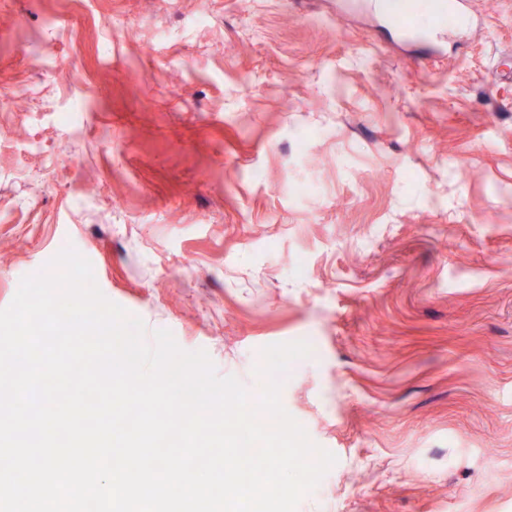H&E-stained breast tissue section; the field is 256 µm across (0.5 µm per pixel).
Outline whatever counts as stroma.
<instances>
[{
  "instance_id": "35a3bbf8",
  "label": "stroma",
  "mask_w": 512,
  "mask_h": 512,
  "mask_svg": "<svg viewBox=\"0 0 512 512\" xmlns=\"http://www.w3.org/2000/svg\"><path fill=\"white\" fill-rule=\"evenodd\" d=\"M0 0V308L60 251L336 463L296 512H512V0ZM313 182V194L292 189ZM469 0H378L380 11L405 37L420 38L467 24L471 16L465 8ZM433 16L446 17L441 23Z\"/></svg>"
}]
</instances>
